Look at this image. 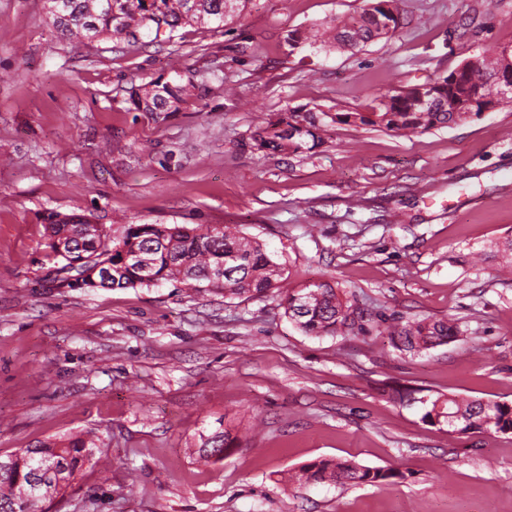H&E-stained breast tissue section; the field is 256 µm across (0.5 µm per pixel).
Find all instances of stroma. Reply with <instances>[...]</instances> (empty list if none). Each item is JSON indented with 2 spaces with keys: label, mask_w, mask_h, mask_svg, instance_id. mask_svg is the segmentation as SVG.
<instances>
[{
  "label": "stroma",
  "mask_w": 512,
  "mask_h": 512,
  "mask_svg": "<svg viewBox=\"0 0 512 512\" xmlns=\"http://www.w3.org/2000/svg\"><path fill=\"white\" fill-rule=\"evenodd\" d=\"M398 0L404 24L363 51L290 34L367 0H248L223 32L114 51L57 33L43 0H0V454L93 434L101 450L48 512H512V433L449 435L440 395L512 405V108L408 139L334 123L320 147L264 155L290 110L366 111L376 93L447 75L512 43V0ZM179 76L175 112L128 91ZM235 227L283 264L250 299L150 288L58 292L46 224ZM329 281L362 313L310 336L288 292ZM453 321L412 354L380 317ZM227 432L223 459L203 437ZM322 458L397 475L297 482Z\"/></svg>",
  "instance_id": "35a3bbf8"
}]
</instances>
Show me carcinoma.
<instances>
[{"mask_svg":"<svg viewBox=\"0 0 512 512\" xmlns=\"http://www.w3.org/2000/svg\"><path fill=\"white\" fill-rule=\"evenodd\" d=\"M62 15L52 16L54 28L70 37L93 39L102 35L112 38L115 47L133 46L143 36L153 40L173 37L184 24L206 26L224 31L229 18L247 0H56ZM362 12L325 24L314 42L325 51L342 49L358 51L365 44L391 38L402 20L397 0H369ZM499 59L482 51L457 66V80L437 77L402 91L377 95L367 112H338L334 122L355 126H372L403 133L422 134L434 128L465 123L473 112H450L446 108L448 93L460 97L472 95L489 99L497 107L512 106L511 99L500 97L495 79ZM190 87L162 78L140 84L130 91V103L136 112H162L185 101ZM325 112H299L288 115L258 131L252 148L259 152L303 153L324 142L327 123ZM81 217L61 224H49V235L71 242L73 251L59 255L60 267L70 258L85 257L88 262L111 264L114 288L149 287L169 282L182 284L197 293L221 292L228 297L261 296L276 287L282 275L281 264L274 260L258 241L250 240L229 226L208 227L203 232L185 224H127L123 235L112 239L108 234L81 235ZM147 255L153 268L154 281L143 280L133 260ZM229 256L241 261L223 276L213 271ZM288 317L304 332L314 335H336L353 326V310L336 288L327 282L310 284L288 295ZM396 348L421 352L457 338L455 324L444 321L412 320L385 327ZM446 419L448 433L512 432V405L490 403L481 399L465 400L455 396L430 401L424 419ZM228 437L216 433L201 448L198 457L204 461L224 458ZM98 450L91 438L76 437L60 443H44L33 448H20L0 455V512H44L42 505L65 494ZM53 463L58 473L45 480H33V472ZM396 476L358 465L348 460L321 459L305 467L298 480L332 481L341 484L382 483Z\"/></svg>","mask_w":512,"mask_h":512,"instance_id":"obj_1","label":"carcinoma"}]
</instances>
